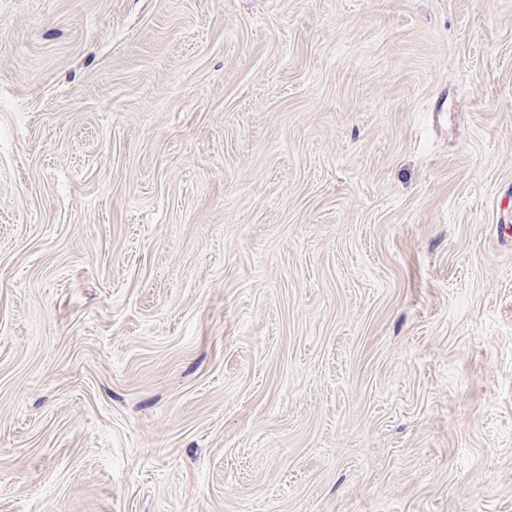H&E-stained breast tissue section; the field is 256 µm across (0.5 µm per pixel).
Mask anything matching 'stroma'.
<instances>
[{"label": "stroma", "instance_id": "obj_1", "mask_svg": "<svg viewBox=\"0 0 512 512\" xmlns=\"http://www.w3.org/2000/svg\"><path fill=\"white\" fill-rule=\"evenodd\" d=\"M0 512H512V0H0Z\"/></svg>", "mask_w": 512, "mask_h": 512}]
</instances>
